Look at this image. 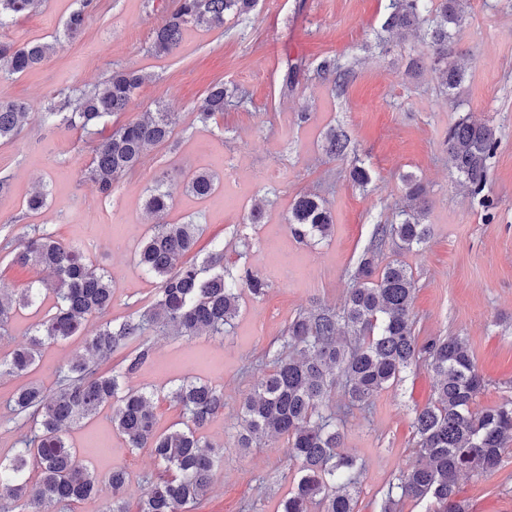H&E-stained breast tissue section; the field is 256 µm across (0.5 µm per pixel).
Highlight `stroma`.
Listing matches in <instances>:
<instances>
[{
    "mask_svg": "<svg viewBox=\"0 0 512 512\" xmlns=\"http://www.w3.org/2000/svg\"><path fill=\"white\" fill-rule=\"evenodd\" d=\"M171 4L96 0L82 32L68 37L62 26L74 0H45L39 11L0 30L1 39L17 44L55 43L46 64L0 78V100L37 108L58 90L88 88L112 70L134 68L149 79L124 120L161 106L175 122L171 139L151 149L106 198L84 176L88 143L79 134L31 121L16 140L0 144V177L10 179L9 191L0 194V236L20 237L38 226L79 247L112 281L111 317L126 316L149 303L157 288L138 265L137 253L156 222L145 212L144 199L166 173L174 188L167 222L200 224V248L223 241L226 262H246L268 283L263 298L242 295L224 338L153 333V358L132 380L133 386L158 392L161 430L179 420L166 394L180 380L201 379L224 391V414L206 429L208 439L223 445L224 461L197 512H242L247 502L256 504V512H274L287 493L297 465L288 458L285 440L234 448L240 399L265 373L262 357L291 317L317 306L340 308L375 225L390 222L408 203L403 174H414L427 189L430 235L409 252L386 247L380 260L401 259L414 274L415 334L469 339L487 383L476 408L512 396V0H468L456 50L470 78L453 102L427 69L407 73L411 59L428 53L421 36L403 42L381 37L385 0H279L274 8L260 0L248 19H231L215 30L188 29L176 52L157 58L147 48ZM326 55L354 69L343 97L315 74ZM289 57L303 58L307 72L286 94L282 77ZM218 81L245 87L251 101L201 125L196 107ZM304 112L310 115L305 122ZM465 114L488 122L499 140L485 189L497 203L490 215L457 191L444 144L449 125ZM332 126L348 130L354 157L325 154L324 134ZM357 160L372 176L364 188L350 178ZM202 168L218 181L204 200L182 188L187 175ZM40 188L47 206L27 214L25 200ZM306 193L326 200L335 217L332 236L308 246L297 243L285 223L293 199ZM262 199L268 202L263 222L247 224ZM242 228L244 240L238 235ZM432 397V376L420 366L381 391L370 409L346 414L344 447L363 465L359 512H376L389 482L415 461L414 417ZM69 437L79 460L98 473L124 468L130 499L139 497L140 477L155 462L148 449L126 448L112 427L110 408L73 427ZM459 487L471 512H512V451L494 475L464 476Z\"/></svg>",
    "mask_w": 512,
    "mask_h": 512,
    "instance_id": "1",
    "label": "stroma"
}]
</instances>
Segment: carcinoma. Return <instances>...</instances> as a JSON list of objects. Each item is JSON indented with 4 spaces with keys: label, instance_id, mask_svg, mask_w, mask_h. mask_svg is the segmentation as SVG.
<instances>
[{
    "label": "carcinoma",
    "instance_id": "obj_1",
    "mask_svg": "<svg viewBox=\"0 0 512 512\" xmlns=\"http://www.w3.org/2000/svg\"><path fill=\"white\" fill-rule=\"evenodd\" d=\"M257 2L177 0L164 24L154 31L150 50L158 56L172 54L188 28L222 27L228 18L249 15ZM42 3L0 0V29L37 11ZM76 4L64 26L69 36L81 32L94 0H76ZM466 4L467 0H386L382 24V31L404 40L430 21L426 64L453 97L468 77L455 60L454 48ZM53 49L46 41L17 45L0 40V74L12 77L43 65ZM305 67L299 59L288 60L282 89L295 91ZM316 73L342 96L353 69L326 56ZM146 79L141 70L116 69L92 88L69 90L37 112L22 101H0V142L14 140L34 119L52 129L78 131L92 138L85 178L107 198L151 148L172 135L171 113L161 109L139 120L110 124L127 111ZM231 101L243 104L246 94L233 84H213L197 107L199 122L206 125L216 119ZM445 145L457 184L479 199L486 211L495 209V201L485 194L488 162L498 147L494 127L471 115L462 116L448 126ZM325 151L333 158L353 153L348 131L329 129ZM402 181L409 205L399 212L398 222L376 225L370 244L358 258L353 285L341 308L319 306L297 313L279 346L265 353L271 370L241 398L242 431L237 447L246 450L267 438H283L289 458L298 464L288 495L278 500L275 512H312L314 506L318 512H356L362 465L342 451L339 422L355 406L370 407L381 390L422 362L433 375L434 394L413 422L417 459L389 483L378 512H398L406 498L430 502L429 512H470L466 501L458 498L459 480L471 473H496L512 446V398L474 409L486 382L466 337L419 341L412 313L416 281L411 269L397 258L383 267L378 264L386 242L411 250L428 235L423 224L427 190L411 174L402 175ZM183 186L200 198L217 188L215 176L206 170L192 172ZM171 201V189L159 179L149 190L145 210L159 216ZM286 221L293 238L309 243L330 236L334 217L323 199L303 194L294 199ZM200 231V225L192 221L154 225L141 243L138 264L157 280V291L150 303L120 320L104 319L112 310L111 281L78 248L37 227L16 245L4 236L0 249L11 263L39 267L48 278L19 293L0 289V337L9 335L17 312L36 307L49 295L54 305L26 341L0 353V377L32 372L46 345L82 334L92 319L101 322L82 334L84 352L55 368L53 389L31 381L7 400L11 419L27 432L11 457L0 458V512H62L74 503L102 497L107 512H193L209 494L224 449L208 441L203 430L224 414V391L196 381L176 385L167 398L179 408L182 420L160 432L154 394L129 385L152 357L150 333L222 337L239 314L243 292L255 299L267 293L268 284L247 265L224 264L221 242L211 243L201 261L175 266L179 257L196 249ZM342 331L354 338L353 345L340 341ZM115 354L121 355L119 362L104 368ZM339 383L348 399L343 407L333 404ZM105 405L113 406L112 426L127 447L147 448L156 461L157 472L144 477L142 494L134 506L126 499L129 474L117 467L105 477L97 475L76 459L68 438L72 426ZM33 461L40 467L34 482L29 477Z\"/></svg>",
    "mask_w": 512,
    "mask_h": 512
}]
</instances>
